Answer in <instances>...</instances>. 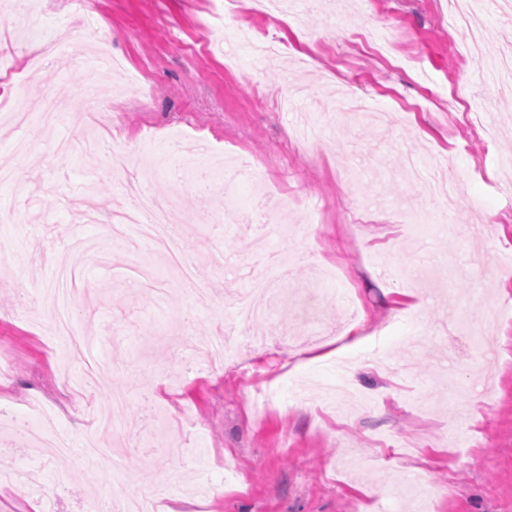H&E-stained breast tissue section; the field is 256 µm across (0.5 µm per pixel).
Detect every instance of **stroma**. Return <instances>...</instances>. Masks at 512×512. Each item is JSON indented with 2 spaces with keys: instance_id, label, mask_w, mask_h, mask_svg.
<instances>
[{
  "instance_id": "35a3bbf8",
  "label": "stroma",
  "mask_w": 512,
  "mask_h": 512,
  "mask_svg": "<svg viewBox=\"0 0 512 512\" xmlns=\"http://www.w3.org/2000/svg\"><path fill=\"white\" fill-rule=\"evenodd\" d=\"M473 0L484 54L512 52V13ZM444 0H290L278 21L256 0H0V47L31 72L0 73V411L53 408L39 435L58 456L0 423V512H85L155 496L185 512H512V82L459 52L469 29L439 24ZM108 34L104 75L55 54L32 65L50 32ZM95 86L104 126L82 119ZM66 110L35 121L43 90ZM102 137L132 154L128 178L186 214L180 242L200 295L133 228L110 232L123 198L103 156L64 161L57 139ZM257 164L271 187L225 186V153ZM228 210L229 220L214 212ZM290 220L286 235L263 225ZM76 237L83 288L74 324L101 366L82 396L65 387L82 353L53 334L39 303L54 255ZM290 267L271 315L235 326L256 255ZM491 361L468 336L484 318ZM251 342L240 366L210 367L226 327ZM485 328V327H484ZM279 402L254 416L267 390ZM126 395L125 431L81 454L87 410ZM184 461L162 455L166 444Z\"/></svg>"
}]
</instances>
